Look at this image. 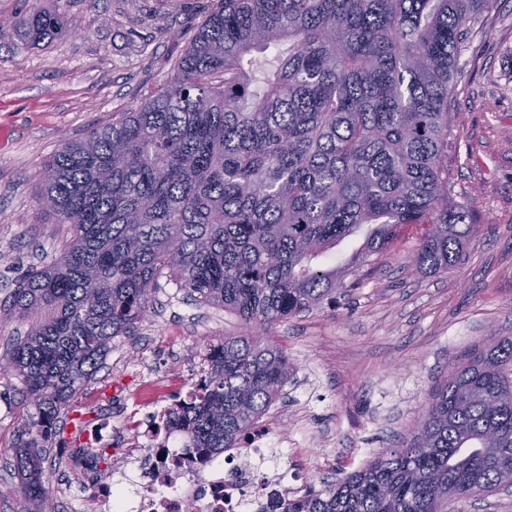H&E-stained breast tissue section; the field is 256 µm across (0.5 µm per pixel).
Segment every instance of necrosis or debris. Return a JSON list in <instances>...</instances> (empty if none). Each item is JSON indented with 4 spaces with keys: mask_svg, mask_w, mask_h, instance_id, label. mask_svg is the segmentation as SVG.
Returning a JSON list of instances; mask_svg holds the SVG:
<instances>
[{
    "mask_svg": "<svg viewBox=\"0 0 512 512\" xmlns=\"http://www.w3.org/2000/svg\"><path fill=\"white\" fill-rule=\"evenodd\" d=\"M173 378L149 373L135 388L151 425L133 420L129 429H145L148 445L127 442L125 454L137 471L132 494L120 497L116 485L102 481L86 498V512H261L279 492L286 472L259 470L256 458L269 433L257 429L242 448L218 458L190 457L184 437L167 431L157 406L175 386Z\"/></svg>",
    "mask_w": 512,
    "mask_h": 512,
    "instance_id": "4bbe7bcc",
    "label": "necrosis or debris"
}]
</instances>
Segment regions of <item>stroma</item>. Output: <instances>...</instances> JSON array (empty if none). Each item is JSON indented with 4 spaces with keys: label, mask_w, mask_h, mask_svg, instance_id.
<instances>
[{
    "label": "stroma",
    "mask_w": 512,
    "mask_h": 512,
    "mask_svg": "<svg viewBox=\"0 0 512 512\" xmlns=\"http://www.w3.org/2000/svg\"><path fill=\"white\" fill-rule=\"evenodd\" d=\"M217 0H60L70 29L50 45L0 40V355L27 322L9 310L15 281L68 245L70 225L38 203V172L64 139L119 120L156 96ZM448 135L452 197L475 209L480 230L448 273L415 267L424 226L406 229L378 263L360 268L334 301L273 324L290 382L264 416L273 432L261 469L288 464L290 492L335 480L411 439L434 384L491 335L512 336V0L465 38L453 77ZM156 303L129 336L112 341L103 368L61 412L44 469L56 512H78L107 469L76 456L104 427L123 444L128 418H146L128 391L144 369L192 384L211 345L244 333L235 314L196 304L161 278ZM27 408L0 378V512H33L10 464Z\"/></svg>",
    "instance_id": "35a3bbf8"
}]
</instances>
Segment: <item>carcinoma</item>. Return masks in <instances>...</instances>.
<instances>
[{
    "instance_id": "carcinoma-1",
    "label": "carcinoma",
    "mask_w": 512,
    "mask_h": 512,
    "mask_svg": "<svg viewBox=\"0 0 512 512\" xmlns=\"http://www.w3.org/2000/svg\"><path fill=\"white\" fill-rule=\"evenodd\" d=\"M495 0H222L164 90L39 172L41 206L72 226L67 248L11 292L29 322L0 376L34 413L13 448L35 512H55L43 467L61 410L94 380L167 276L197 304L269 325L319 307L350 271L427 225L416 266L445 273L478 231L450 204L452 77L464 31ZM68 30L31 0L22 43ZM365 231L347 263L331 253ZM168 411L186 451L240 448L291 376L246 332ZM512 485V337L472 352L426 402L413 439L307 487L280 512H452Z\"/></svg>"
}]
</instances>
